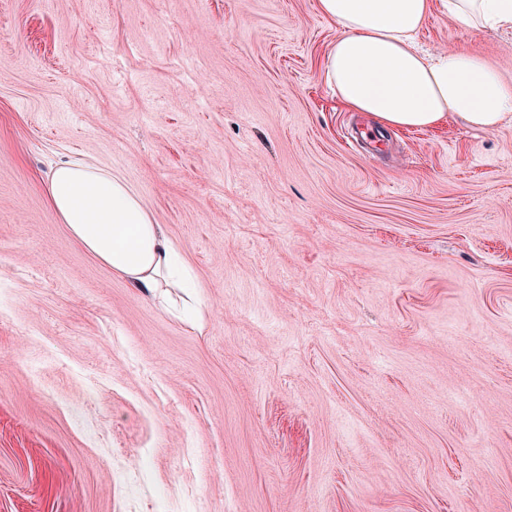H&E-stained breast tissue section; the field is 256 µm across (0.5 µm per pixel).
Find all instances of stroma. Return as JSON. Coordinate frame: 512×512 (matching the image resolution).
<instances>
[{"label":"stroma","mask_w":512,"mask_h":512,"mask_svg":"<svg viewBox=\"0 0 512 512\" xmlns=\"http://www.w3.org/2000/svg\"><path fill=\"white\" fill-rule=\"evenodd\" d=\"M317 0H0V512H512V124L327 86ZM427 51L512 80V30ZM180 246L202 331L69 235L59 160Z\"/></svg>","instance_id":"1"}]
</instances>
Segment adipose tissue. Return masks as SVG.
I'll list each match as a JSON object with an SVG mask.
<instances>
[{"label":"adipose tissue","instance_id":"adipose-tissue-1","mask_svg":"<svg viewBox=\"0 0 512 512\" xmlns=\"http://www.w3.org/2000/svg\"><path fill=\"white\" fill-rule=\"evenodd\" d=\"M438 9L471 28L512 29V0H318L320 14L336 27L325 77L343 104L404 129L455 117L493 130L511 118L512 81L480 53L419 49L417 34ZM46 191L84 250L151 299L178 289L180 315L202 328L204 297L179 245L121 178L67 161L52 170Z\"/></svg>","mask_w":512,"mask_h":512}]
</instances>
